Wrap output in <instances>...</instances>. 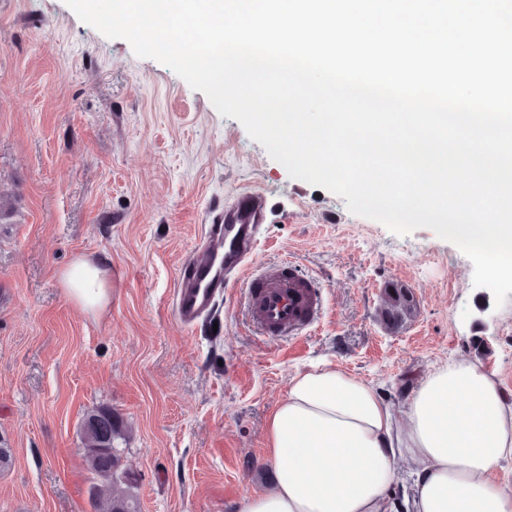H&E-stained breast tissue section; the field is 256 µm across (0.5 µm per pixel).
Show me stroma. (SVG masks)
<instances>
[{
  "instance_id": "obj_1",
  "label": "stroma",
  "mask_w": 512,
  "mask_h": 512,
  "mask_svg": "<svg viewBox=\"0 0 512 512\" xmlns=\"http://www.w3.org/2000/svg\"><path fill=\"white\" fill-rule=\"evenodd\" d=\"M266 200L255 261L295 262L322 286L307 334L258 336L241 283L213 321L182 328L180 265L209 212ZM0 512H95L81 422L123 420L141 512H237L267 489L269 417L290 375L325 361L405 407L430 371L471 360L512 401V293L496 305L473 265L427 227L398 235L291 178L245 127L170 68L83 23L65 0H0ZM106 259L112 295L83 311L59 273ZM412 292L399 323L385 291Z\"/></svg>"
}]
</instances>
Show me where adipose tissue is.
Masks as SVG:
<instances>
[{
  "mask_svg": "<svg viewBox=\"0 0 512 512\" xmlns=\"http://www.w3.org/2000/svg\"><path fill=\"white\" fill-rule=\"evenodd\" d=\"M60 279L84 310L106 306L104 262L76 260ZM268 435L275 480L239 512H393L400 458L416 476L413 512H512V486L497 477L512 458V405L473 361L430 372L400 413L363 379L309 365L289 377Z\"/></svg>",
  "mask_w": 512,
  "mask_h": 512,
  "instance_id": "obj_1",
  "label": "adipose tissue"
}]
</instances>
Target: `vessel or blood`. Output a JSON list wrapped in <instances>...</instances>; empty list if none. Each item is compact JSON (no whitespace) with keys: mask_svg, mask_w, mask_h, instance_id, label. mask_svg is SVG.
Wrapping results in <instances>:
<instances>
[{"mask_svg":"<svg viewBox=\"0 0 512 512\" xmlns=\"http://www.w3.org/2000/svg\"><path fill=\"white\" fill-rule=\"evenodd\" d=\"M263 206L260 192L244 191L233 207L211 211L204 243L180 266L175 280L174 315L183 327L211 315L232 271L244 276V312L256 334L283 340L303 335L317 323L323 293L293 261L265 266L254 275L245 272L260 245L257 227Z\"/></svg>","mask_w":512,"mask_h":512,"instance_id":"vessel-or-blood-1","label":"vessel or blood"}]
</instances>
